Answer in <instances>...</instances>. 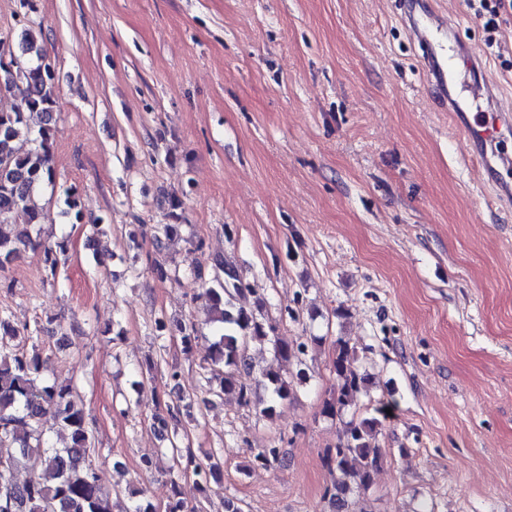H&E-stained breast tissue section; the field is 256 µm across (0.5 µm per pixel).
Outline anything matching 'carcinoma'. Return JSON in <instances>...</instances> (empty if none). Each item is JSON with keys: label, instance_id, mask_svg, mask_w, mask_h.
<instances>
[{"label": "carcinoma", "instance_id": "cac0c4a2", "mask_svg": "<svg viewBox=\"0 0 512 512\" xmlns=\"http://www.w3.org/2000/svg\"><path fill=\"white\" fill-rule=\"evenodd\" d=\"M19 49L24 68L0 66V93L20 82L27 86V95L19 104L0 111V268L29 248L42 252L44 262L55 275L58 255L65 253L63 243H46L40 234L31 232L44 221V213L32 199L54 179L55 78L48 70V54L33 30L23 32ZM23 128H35L37 132L33 146L20 152L14 141ZM18 209L26 211L28 226L9 233L4 226ZM175 234V224L155 226L151 235L155 251L161 252L165 241ZM214 262L224 278L215 279V284L200 294L209 305L211 323L215 325L209 358L202 366V386L208 394L203 402L235 395L250 403V393L239 381V374L251 369L247 349L252 342L270 341L280 361L279 369L262 373L267 399L262 401L260 413L270 417L277 405L294 398V380L306 379L302 368L305 356L322 338L311 336L288 343L273 336L274 327L255 311L238 305L246 288L237 271L220 258ZM41 332L37 322L17 327L0 315V486L4 489L0 512H114L112 495L101 487L91 461L95 444L88 415L75 401L72 386L45 378L49 357L38 348ZM333 351L336 383L323 408V413L332 417L354 404L373 385L371 375L355 366L356 351L347 341L337 338ZM184 400L182 396L175 404L163 405L159 397H154L152 426L167 435L174 462L169 471L172 495L165 512H188L179 492L182 479L194 477L204 494L211 483L221 480L219 461L209 456L203 462L189 451L182 452L180 436L169 432ZM47 414L54 417L65 435L64 445L54 443L43 430L41 420ZM385 419V409L377 407L351 420L344 426L336 448L323 457V465L332 477L325 490L332 512H354L351 495L365 499L371 493L374 473L382 459L378 436ZM33 455L40 458L42 469L23 482L17 481L16 472ZM280 460V450L274 442L252 453L254 467L266 468Z\"/></svg>", "mask_w": 512, "mask_h": 512}]
</instances>
